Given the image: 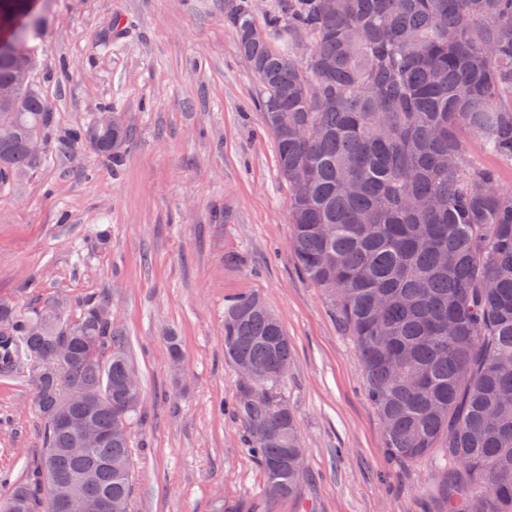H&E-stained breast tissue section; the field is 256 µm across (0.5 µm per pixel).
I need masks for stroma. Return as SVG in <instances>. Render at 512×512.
I'll use <instances>...</instances> for the list:
<instances>
[{"mask_svg":"<svg viewBox=\"0 0 512 512\" xmlns=\"http://www.w3.org/2000/svg\"><path fill=\"white\" fill-rule=\"evenodd\" d=\"M244 1L285 15L284 0H48L33 82L53 124L45 161L0 194V298L111 299L143 387L130 512H439L435 473L390 457L358 348L296 267L263 88L227 21ZM105 106L131 127L118 168L68 137ZM250 294L293 348L295 497H265L241 424L217 410L240 383L224 305ZM32 393L28 376L0 380V497L44 446Z\"/></svg>","mask_w":512,"mask_h":512,"instance_id":"obj_1","label":"stroma"}]
</instances>
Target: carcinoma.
<instances>
[{
    "mask_svg": "<svg viewBox=\"0 0 512 512\" xmlns=\"http://www.w3.org/2000/svg\"><path fill=\"white\" fill-rule=\"evenodd\" d=\"M246 5L230 17L238 48L259 63L260 112L277 143L288 184L292 250L323 289L361 354L367 394L399 460L428 463L443 512H512V189L476 166L474 146L512 162V0H295L288 32L306 35L309 60L270 36ZM37 13L27 9L12 40L37 60ZM14 64L0 48V86ZM321 79L328 100L309 99ZM0 127V192L35 168L26 141L47 138L52 116L37 90ZM75 128L70 138L119 166L131 129ZM292 346L257 295L224 305V358L261 372L266 400L241 382L232 413L244 423V452L264 474L269 498L293 496L304 455L283 379ZM32 372L33 406L44 425L42 455L28 479L0 499V512H41L54 475L60 491L112 500L130 512L134 490L131 425L143 390L110 299L47 300L32 307L0 300V378ZM105 435L74 454L56 415L68 395ZM126 403L115 422L112 405Z\"/></svg>",
    "mask_w": 512,
    "mask_h": 512,
    "instance_id": "1",
    "label": "carcinoma"
}]
</instances>
